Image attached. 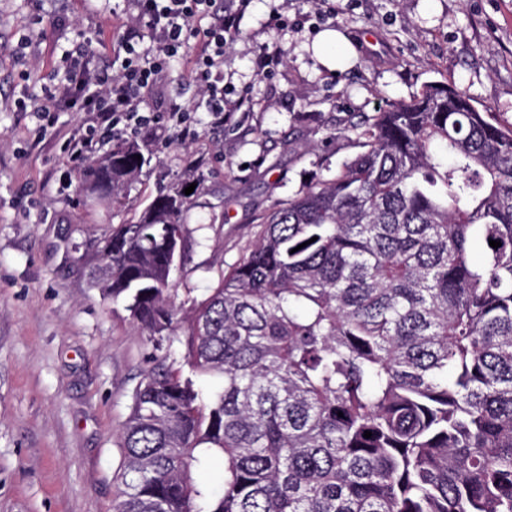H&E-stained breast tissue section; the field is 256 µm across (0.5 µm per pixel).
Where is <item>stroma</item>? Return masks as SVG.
I'll use <instances>...</instances> for the list:
<instances>
[{
  "mask_svg": "<svg viewBox=\"0 0 512 512\" xmlns=\"http://www.w3.org/2000/svg\"><path fill=\"white\" fill-rule=\"evenodd\" d=\"M274 0H251L244 36L224 51V70L254 107L222 129L198 112V136L141 138L144 166L131 207L188 167L205 174L183 237L179 297L203 298L219 270L237 263L306 178L333 179L358 147L349 127L434 81L466 91L479 108L512 122V0H288L274 30ZM111 0H47V12L94 36L112 28ZM31 25L29 0H0V512H112L120 433L151 351L122 304L105 299L89 272L100 243L130 209L79 195L82 169L66 171L61 140L35 138L36 121L14 102L37 92L61 63L47 30L35 52L12 50ZM332 28L353 43L344 70L313 53ZM277 43L269 77L252 59Z\"/></svg>",
  "mask_w": 512,
  "mask_h": 512,
  "instance_id": "obj_1",
  "label": "stroma"
}]
</instances>
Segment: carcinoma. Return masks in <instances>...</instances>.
<instances>
[{"label":"carcinoma","instance_id":"1","mask_svg":"<svg viewBox=\"0 0 512 512\" xmlns=\"http://www.w3.org/2000/svg\"><path fill=\"white\" fill-rule=\"evenodd\" d=\"M349 132L201 301L173 275L203 173L112 229L94 283L154 361L112 512H512V124L433 82ZM148 163L117 142L81 193L125 209Z\"/></svg>","mask_w":512,"mask_h":512}]
</instances>
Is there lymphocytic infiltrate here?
<instances>
[{"label": "lymphocytic infiltrate", "mask_w": 512, "mask_h": 512, "mask_svg": "<svg viewBox=\"0 0 512 512\" xmlns=\"http://www.w3.org/2000/svg\"><path fill=\"white\" fill-rule=\"evenodd\" d=\"M120 22L109 36L110 70L96 64L91 43L74 42L41 95L24 97L16 109L37 120L39 135L54 128L58 112L88 116L82 134L65 141L70 160L88 159L112 136L130 137L150 130L193 136L191 113L210 114L220 127L249 109L247 92L224 81V50L241 33L249 0L224 7L221 0H123ZM187 56L197 98L192 102L163 95L170 64Z\"/></svg>", "instance_id": "obj_1"}]
</instances>
